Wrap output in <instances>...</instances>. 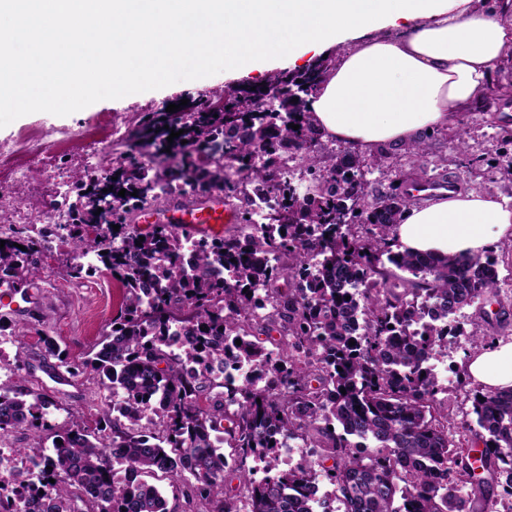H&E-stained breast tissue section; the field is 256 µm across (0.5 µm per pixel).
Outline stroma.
<instances>
[{
  "mask_svg": "<svg viewBox=\"0 0 512 512\" xmlns=\"http://www.w3.org/2000/svg\"><path fill=\"white\" fill-rule=\"evenodd\" d=\"M316 59V54L309 53L293 63L282 60L235 72L225 71L216 63L207 72L199 73L192 60L186 58L168 82L142 85L132 97L111 99L90 94L76 110L46 104L1 111L0 142L29 126L40 128L51 140L59 130L78 129L99 114L111 115L113 122L132 134L144 113L166 110L168 105L180 104L184 99H217L246 81L262 83L286 69L303 71ZM503 78L505 84L490 106L479 104L460 113L454 124L427 135L425 142L436 162V174L452 177L460 192L473 191L512 204V169L506 166L512 157V56L503 64ZM459 129L468 142L463 153L452 147V137ZM406 151V146L398 145L366 152V165H374L382 156L392 165L391 172L369 175L368 199L393 194L398 183L415 178L417 170L406 163ZM492 256L500 280L497 300L465 308L464 335L449 337L435 354L436 360L448 364V376L440 384L448 389V424L452 427L476 422L472 397L477 385L466 373L468 359L497 341H512V238L496 243ZM65 261V255L51 256L52 272L41 273L32 280L39 298L34 312L0 307V376L20 370L30 390L53 396L58 406L48 409L45 422L55 429L71 419L91 422L95 413L111 403V391L101 385L98 375L85 362L92 357L112 319L119 315L124 293L120 282L104 287L94 272L70 278L64 271ZM45 334L53 336L66 348L70 361L81 367L79 375L69 378L60 391L40 382L45 359L39 338Z\"/></svg>",
  "mask_w": 512,
  "mask_h": 512,
  "instance_id": "stroma-1",
  "label": "stroma"
}]
</instances>
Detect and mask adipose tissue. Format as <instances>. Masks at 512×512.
<instances>
[{"label": "adipose tissue", "instance_id": "obj_1", "mask_svg": "<svg viewBox=\"0 0 512 512\" xmlns=\"http://www.w3.org/2000/svg\"><path fill=\"white\" fill-rule=\"evenodd\" d=\"M404 33L394 34L397 22ZM24 41V55L11 56ZM344 51L310 103L315 129L363 150L422 139L481 103L512 54V0H0V102L73 108L95 85L129 96L166 81L183 54L238 71ZM402 249L485 254L512 237V206L468 192L411 206L394 230ZM481 386L512 390V341L472 356Z\"/></svg>", "mask_w": 512, "mask_h": 512}]
</instances>
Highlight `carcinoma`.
<instances>
[{
    "label": "carcinoma",
    "mask_w": 512,
    "mask_h": 512,
    "mask_svg": "<svg viewBox=\"0 0 512 512\" xmlns=\"http://www.w3.org/2000/svg\"><path fill=\"white\" fill-rule=\"evenodd\" d=\"M328 67L319 61L299 78L315 90ZM294 84L278 72L254 91L239 88L230 107L201 100L175 118L150 112L135 140L166 165L152 174L122 154L112 176L90 180L110 187L102 198L90 199L81 185L88 202L59 228L73 255L95 257L125 289L120 315L86 361L103 386L121 392L122 407L116 415L103 410L93 428L70 422L54 433L48 453L11 449L24 480L0 475V512H177L145 480L158 472L182 487L189 512H311L305 493L322 479L344 512H493L497 501L487 490L495 485L512 498V391L475 392L480 431H468L482 440L481 452L455 442L438 398L443 387L424 366L450 330L429 323L415 331L429 304L450 318L498 295L495 261L393 250L392 232L412 197L368 202L369 170L358 150L325 155L310 112H290L284 124L279 113L263 111L267 87ZM409 153L424 171L432 164L422 141ZM160 180L170 188L162 197ZM257 191L281 201L246 234ZM213 192L241 201L236 232L194 239V263L177 274L190 235L165 224L143 233L136 216ZM111 201L122 208L111 240L84 234L98 206ZM44 239L41 232L5 237L0 278L39 276ZM387 263L414 287L397 292ZM281 277L286 287H274ZM367 278L376 284L371 294L358 291ZM258 331L279 334L275 349L262 345ZM175 335L185 338L179 349ZM220 338L275 378L222 382ZM40 341L46 355L79 373L54 338ZM53 405L19 375L0 381V439L23 431L41 443ZM354 436L369 439L372 452L357 454ZM285 439L315 444L318 457L282 468L277 449ZM118 466L137 480L119 481Z\"/></svg>",
    "instance_id": "1"
}]
</instances>
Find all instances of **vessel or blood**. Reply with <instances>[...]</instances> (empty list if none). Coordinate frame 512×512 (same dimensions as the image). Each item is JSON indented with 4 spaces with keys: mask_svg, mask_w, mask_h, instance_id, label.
<instances>
[{
    "mask_svg": "<svg viewBox=\"0 0 512 512\" xmlns=\"http://www.w3.org/2000/svg\"><path fill=\"white\" fill-rule=\"evenodd\" d=\"M456 189L455 181L446 177L408 183L401 187L403 193L411 196L422 193L441 196ZM139 221L143 224H169L178 230L185 229L195 234L208 235L221 229L222 225L234 223L235 216L225 207L223 197L214 195L194 204L173 202L158 212L145 210L140 213Z\"/></svg>",
    "mask_w": 512,
    "mask_h": 512,
    "instance_id": "obj_1",
    "label": "vessel or blood"
}]
</instances>
